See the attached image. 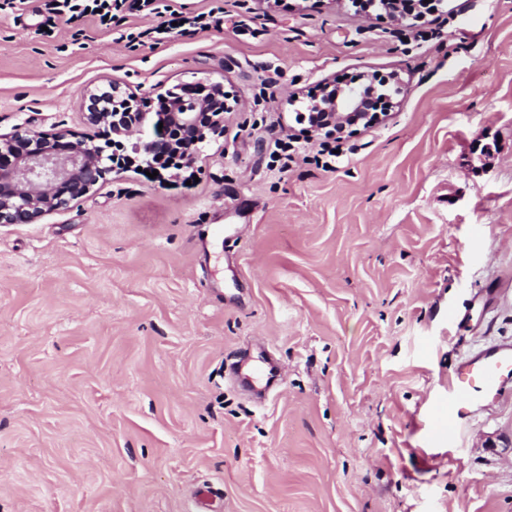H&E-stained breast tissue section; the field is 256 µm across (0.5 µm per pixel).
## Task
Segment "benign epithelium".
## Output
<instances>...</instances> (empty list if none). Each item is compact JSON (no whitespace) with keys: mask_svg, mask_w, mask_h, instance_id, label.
Returning <instances> with one entry per match:
<instances>
[{"mask_svg":"<svg viewBox=\"0 0 512 512\" xmlns=\"http://www.w3.org/2000/svg\"><path fill=\"white\" fill-rule=\"evenodd\" d=\"M375 78L339 86L316 102L322 122L333 126L369 118ZM165 111L139 112L132 96L112 80L109 89L86 93V121L103 125L128 142L127 150L144 167L173 152L188 161L209 138L224 133V113L232 111L224 86L186 85L161 96ZM150 125L154 137L140 136ZM113 142L98 145L89 139L71 140L66 132L42 133L20 127L0 133V224H34L63 210L118 171Z\"/></svg>","mask_w":512,"mask_h":512,"instance_id":"1","label":"benign epithelium"}]
</instances>
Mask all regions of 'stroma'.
I'll list each match as a JSON object with an SVG mask.
<instances>
[{"label":"stroma","instance_id":"obj_1","mask_svg":"<svg viewBox=\"0 0 512 512\" xmlns=\"http://www.w3.org/2000/svg\"><path fill=\"white\" fill-rule=\"evenodd\" d=\"M219 28L158 47L0 20V132L94 134L87 90L154 104L220 82L237 107L189 175L128 170L0 224V512H512V388L432 411L512 343V0L393 21L352 0H179ZM398 74L328 166L274 143L326 82ZM274 362L257 398L230 357Z\"/></svg>","mask_w":512,"mask_h":512}]
</instances>
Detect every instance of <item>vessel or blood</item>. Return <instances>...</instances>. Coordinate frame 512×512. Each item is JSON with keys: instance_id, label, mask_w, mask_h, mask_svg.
<instances>
[{"instance_id": "vessel-or-blood-1", "label": "vessel or blood", "mask_w": 512, "mask_h": 512, "mask_svg": "<svg viewBox=\"0 0 512 512\" xmlns=\"http://www.w3.org/2000/svg\"><path fill=\"white\" fill-rule=\"evenodd\" d=\"M512 383V344H499L467 358L448 384V396L439 403L449 418L484 399L499 398Z\"/></svg>"}]
</instances>
